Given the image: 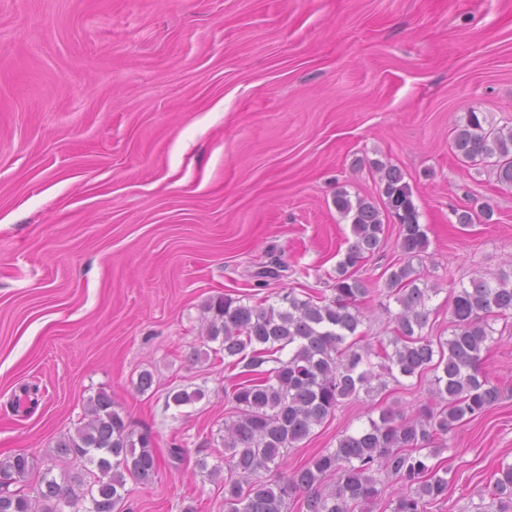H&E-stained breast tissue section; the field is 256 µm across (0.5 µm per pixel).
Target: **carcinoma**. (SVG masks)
Instances as JSON below:
<instances>
[{"label": "carcinoma", "mask_w": 512, "mask_h": 512, "mask_svg": "<svg viewBox=\"0 0 512 512\" xmlns=\"http://www.w3.org/2000/svg\"><path fill=\"white\" fill-rule=\"evenodd\" d=\"M454 148L465 159L488 163L499 183L512 186V127H497L481 112L466 113L457 126ZM385 210L399 226L404 264L392 270L387 297L400 306L392 336L363 342L359 302L370 293L356 276L357 267L385 237L386 225L377 206L336 192L334 205L350 219L354 242L336 268L335 297L301 299L294 291L278 295L266 307L250 306L229 296L205 305L206 339L220 342L232 368L233 383L224 389L234 419L224 424V512H288L291 499L301 512H363L379 497L383 478H394L402 491L389 504L391 512H427V506L448 495V469L430 460L437 451L431 440L445 435L464 419L484 415L498 400L499 387L482 371V352L493 341L489 318L512 315V275L495 280L473 278L454 289L452 334L446 339L422 335L435 288H421L411 259L425 252L428 238L418 222L409 185L393 166L379 167ZM489 221L491 205L457 214V223H473V215ZM384 361L382 372L371 369V357ZM431 374L433 402L411 416L391 408L367 425L342 434L336 448L320 452L292 473L271 480L264 474L286 464L288 449L333 416L342 404L363 392L386 387L388 376L420 378ZM60 476L43 471L36 495L27 491L38 464L27 453L0 460V512H64L80 499L84 512H124L126 478L146 484L160 468L153 436L135 434L131 422L104 392L91 398L87 418L75 432L57 441ZM92 466V481L71 476L69 467ZM336 477L329 488L324 480ZM491 498L498 512L512 509V464L493 474ZM87 485L77 495L73 484Z\"/></svg>", "instance_id": "carcinoma-1"}]
</instances>
